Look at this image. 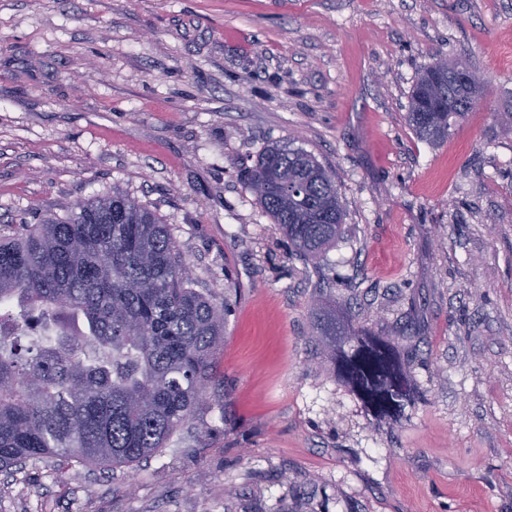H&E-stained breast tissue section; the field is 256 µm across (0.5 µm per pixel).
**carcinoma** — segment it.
Listing matches in <instances>:
<instances>
[{
	"label": "carcinoma",
	"mask_w": 512,
	"mask_h": 512,
	"mask_svg": "<svg viewBox=\"0 0 512 512\" xmlns=\"http://www.w3.org/2000/svg\"><path fill=\"white\" fill-rule=\"evenodd\" d=\"M422 67L408 124L432 145L478 103L482 79ZM245 188L296 255L318 262L345 234L334 176L310 152L272 143L242 169ZM0 228V471L60 458L113 470L163 453L191 419L224 341L227 302L195 288L170 228L127 194ZM332 370L374 416L399 421L409 366L394 346L336 314L318 321Z\"/></svg>",
	"instance_id": "1"
}]
</instances>
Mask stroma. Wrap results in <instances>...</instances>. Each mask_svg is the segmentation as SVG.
<instances>
[{"label": "stroma", "mask_w": 512, "mask_h": 512, "mask_svg": "<svg viewBox=\"0 0 512 512\" xmlns=\"http://www.w3.org/2000/svg\"><path fill=\"white\" fill-rule=\"evenodd\" d=\"M486 75L443 144L406 122L437 54ZM512 0H0V225L118 190L169 224L224 342L164 452L0 472V512H512ZM294 141L346 233L292 253L239 168ZM411 360L377 421L318 299Z\"/></svg>", "instance_id": "obj_1"}]
</instances>
